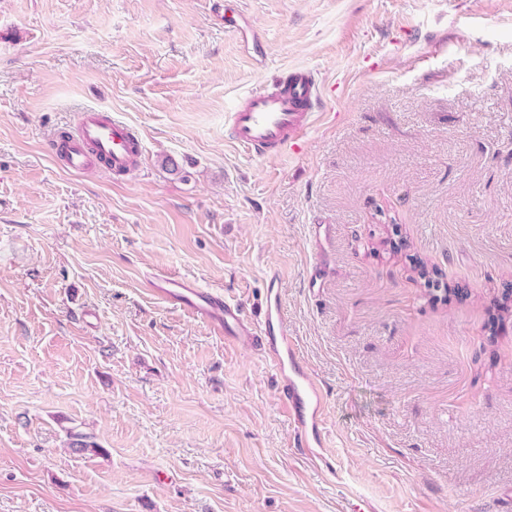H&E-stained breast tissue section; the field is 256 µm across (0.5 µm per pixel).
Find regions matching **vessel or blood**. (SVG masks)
I'll return each instance as SVG.
<instances>
[{
  "mask_svg": "<svg viewBox=\"0 0 512 512\" xmlns=\"http://www.w3.org/2000/svg\"><path fill=\"white\" fill-rule=\"evenodd\" d=\"M322 86L309 70L279 76L249 93L229 112L233 141L250 156L264 158L287 151L313 125ZM142 147L122 121L106 111L88 109L80 114L76 130L51 141L49 151L72 172L104 167L119 175L131 165ZM266 308L260 322L246 319L239 306L220 295L167 275L147 279L146 286L177 307L189 309L225 339L252 342L279 379V399L293 428V446L309 461L322 460L326 397L323 387L304 369L288 323L278 305L277 272H270Z\"/></svg>",
  "mask_w": 512,
  "mask_h": 512,
  "instance_id": "b4317fda",
  "label": "vessel or blood"
}]
</instances>
